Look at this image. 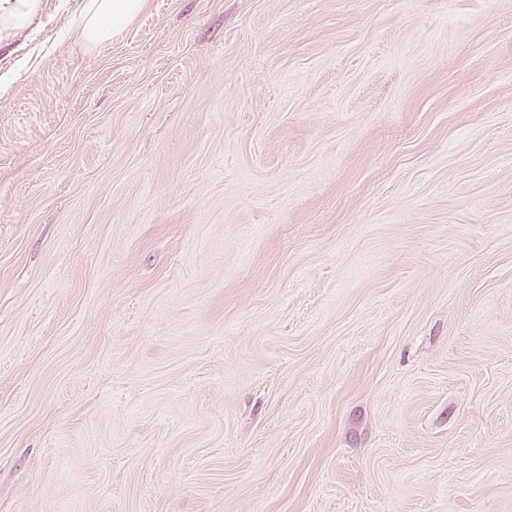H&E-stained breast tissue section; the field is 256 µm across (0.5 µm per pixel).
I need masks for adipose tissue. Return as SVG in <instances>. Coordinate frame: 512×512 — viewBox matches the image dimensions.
<instances>
[{
	"mask_svg": "<svg viewBox=\"0 0 512 512\" xmlns=\"http://www.w3.org/2000/svg\"><path fill=\"white\" fill-rule=\"evenodd\" d=\"M147 0H85L81 35L96 46L115 39L144 12Z\"/></svg>",
	"mask_w": 512,
	"mask_h": 512,
	"instance_id": "obj_1",
	"label": "adipose tissue"
}]
</instances>
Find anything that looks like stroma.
Masks as SVG:
<instances>
[{
	"mask_svg": "<svg viewBox=\"0 0 512 512\" xmlns=\"http://www.w3.org/2000/svg\"><path fill=\"white\" fill-rule=\"evenodd\" d=\"M0 46V512H512V0H148ZM148 0H85L83 41L90 46L115 39L144 12Z\"/></svg>",
	"mask_w": 512,
	"mask_h": 512,
	"instance_id": "stroma-1",
	"label": "stroma"
}]
</instances>
